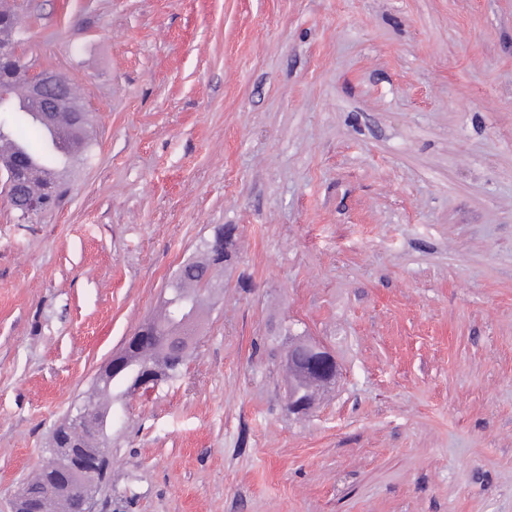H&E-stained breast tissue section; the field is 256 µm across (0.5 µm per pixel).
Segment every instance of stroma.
Instances as JSON below:
<instances>
[{"instance_id": "obj_1", "label": "stroma", "mask_w": 512, "mask_h": 512, "mask_svg": "<svg viewBox=\"0 0 512 512\" xmlns=\"http://www.w3.org/2000/svg\"><path fill=\"white\" fill-rule=\"evenodd\" d=\"M95 146L0 191V512L201 255L180 377L112 426L99 512H512V0H23ZM335 387L289 414L280 325ZM224 258L223 255L221 258L211 259L205 252L200 260L186 263L181 268L177 277L168 284L167 295L171 290H174L179 296H184V294L187 293L186 289H189L192 291L187 294H190L192 298L196 297L198 295V289L204 288V284L197 270L202 268L203 271L209 272L211 266L223 263Z\"/></svg>"}]
</instances>
